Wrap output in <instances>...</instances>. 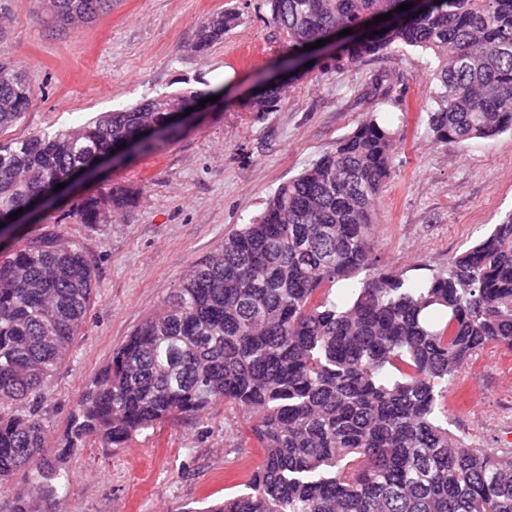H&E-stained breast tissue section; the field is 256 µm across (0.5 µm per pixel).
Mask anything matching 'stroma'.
<instances>
[{"instance_id": "obj_1", "label": "stroma", "mask_w": 512, "mask_h": 512, "mask_svg": "<svg viewBox=\"0 0 512 512\" xmlns=\"http://www.w3.org/2000/svg\"><path fill=\"white\" fill-rule=\"evenodd\" d=\"M238 23L207 52L192 50L199 25L218 12ZM264 0H112L110 9L60 26L40 0H14L0 37V60L22 65L34 101L10 140L84 124L160 93L183 88L216 95L195 128L134 152L75 186L28 222L23 237L57 235L80 243L97 268L90 316L58 367L42 405L48 447L64 442L70 415L112 353L161 307L184 272L249 223L280 184L334 150L367 113L400 133L392 174L377 202L372 234L381 268L411 280L486 236L512 211V131L465 144L437 143L426 102L435 59L400 47L380 59L327 56L255 117L242 105L255 82L288 55ZM378 72L393 99L367 98ZM137 191L135 203L98 227L70 216L74 202L113 187ZM444 404L448 428L473 448L507 447L512 435V349L495 342L464 363ZM249 421L214 405L177 418L122 447L89 438L67 459L68 483H55L45 512H200L238 490L259 461Z\"/></svg>"}]
</instances>
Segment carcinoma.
I'll list each match as a JSON object with an SVG mask.
<instances>
[{
  "instance_id": "cac0c4a2",
  "label": "carcinoma",
  "mask_w": 512,
  "mask_h": 512,
  "mask_svg": "<svg viewBox=\"0 0 512 512\" xmlns=\"http://www.w3.org/2000/svg\"><path fill=\"white\" fill-rule=\"evenodd\" d=\"M288 44L285 71H312L329 45L351 60L398 46L437 62L427 101L433 140L464 143L512 130V0H266ZM407 2L412 7L398 12ZM66 24L112 0H48ZM392 18L378 24L374 18ZM236 16L197 32L224 40ZM352 29L357 37L338 36ZM260 118L283 88L260 81ZM203 93L158 94L53 135L0 140V238L98 158L180 127ZM34 98L22 67L0 61V133ZM397 131L374 113L297 176L263 212L194 263L162 307L112 353L82 394L58 460L94 437L121 447L166 420L222 402L247 413L261 458L236 494L201 512H512V448H472L448 430L441 399L489 341L512 349V212L425 280L376 267L371 224L391 176ZM135 193L113 187L73 204L81 224L112 223ZM359 279L345 299L337 283ZM92 260L54 236L0 251V493L15 479L60 478L45 454L41 409L51 378L95 298Z\"/></svg>"
}]
</instances>
